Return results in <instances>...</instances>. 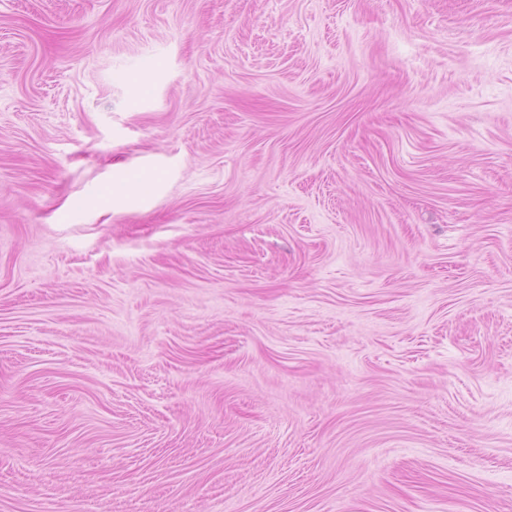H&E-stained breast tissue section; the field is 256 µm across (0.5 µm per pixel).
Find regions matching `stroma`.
Masks as SVG:
<instances>
[{
	"label": "stroma",
	"mask_w": 512,
	"mask_h": 512,
	"mask_svg": "<svg viewBox=\"0 0 512 512\" xmlns=\"http://www.w3.org/2000/svg\"><path fill=\"white\" fill-rule=\"evenodd\" d=\"M0 512H512V0H0Z\"/></svg>",
	"instance_id": "stroma-1"
}]
</instances>
